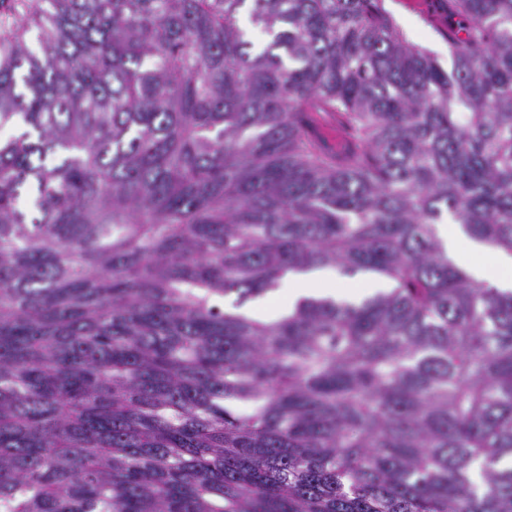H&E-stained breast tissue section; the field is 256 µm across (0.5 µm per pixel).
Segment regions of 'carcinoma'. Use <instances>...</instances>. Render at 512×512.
Returning <instances> with one entry per match:
<instances>
[{"instance_id":"1","label":"carcinoma","mask_w":512,"mask_h":512,"mask_svg":"<svg viewBox=\"0 0 512 512\" xmlns=\"http://www.w3.org/2000/svg\"><path fill=\"white\" fill-rule=\"evenodd\" d=\"M448 6L445 69L382 0H0V512H512V293L437 234L512 253V0ZM326 267L388 288L214 303ZM313 127L320 137L335 149H341L348 139L343 118L334 112L313 114Z\"/></svg>"}]
</instances>
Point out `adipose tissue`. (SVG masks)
Here are the masks:
<instances>
[{
  "instance_id": "1",
  "label": "adipose tissue",
  "mask_w": 512,
  "mask_h": 512,
  "mask_svg": "<svg viewBox=\"0 0 512 512\" xmlns=\"http://www.w3.org/2000/svg\"><path fill=\"white\" fill-rule=\"evenodd\" d=\"M438 236L444 242L454 262L464 269L472 278L485 282L500 291L512 290V255L493 251L489 264L473 265L470 258L473 254L488 250L486 244L478 242L466 235L460 225L441 224L437 227ZM286 288L280 289L272 297L271 308L256 305L249 308V315L265 319L287 314L296 301L307 296H335L336 278L330 272L319 269L305 273L286 275Z\"/></svg>"
}]
</instances>
